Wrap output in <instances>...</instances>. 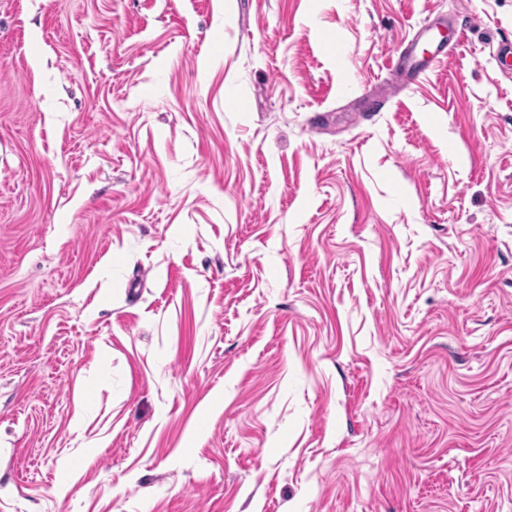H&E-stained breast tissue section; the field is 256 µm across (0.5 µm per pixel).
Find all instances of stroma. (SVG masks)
Returning a JSON list of instances; mask_svg holds the SVG:
<instances>
[{
	"instance_id": "35a3bbf8",
	"label": "stroma",
	"mask_w": 512,
	"mask_h": 512,
	"mask_svg": "<svg viewBox=\"0 0 512 512\" xmlns=\"http://www.w3.org/2000/svg\"><path fill=\"white\" fill-rule=\"evenodd\" d=\"M512 0H0V512H512Z\"/></svg>"
}]
</instances>
